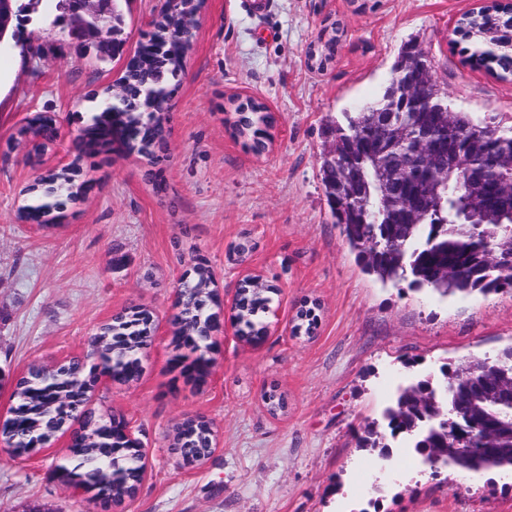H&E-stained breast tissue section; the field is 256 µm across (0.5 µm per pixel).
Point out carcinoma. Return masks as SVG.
I'll list each match as a JSON object with an SVG mask.
<instances>
[{
	"mask_svg": "<svg viewBox=\"0 0 512 512\" xmlns=\"http://www.w3.org/2000/svg\"><path fill=\"white\" fill-rule=\"evenodd\" d=\"M172 11L159 15L153 21V31L142 43L150 56L146 64H133L124 73V101L117 104L116 112H97L90 117L87 128L94 133L88 141L118 143L130 153L155 157V152L166 147L168 138L165 103L173 96L169 79L177 77L185 64L190 48L171 41L173 28L181 17L191 12L185 0H174ZM463 37L475 47L466 62L487 67L500 79L512 76V37H497L495 33L509 32L507 17L496 4L464 15L461 22ZM448 107L439 96L435 85L420 89L411 112H396L398 129L406 131L400 138L397 129L389 136L387 149L376 153L371 149V119L368 112H346L344 122L334 121L327 126L332 140L330 159L322 162L320 172L325 194L336 223L350 249L356 254L364 272L382 283L410 279L417 290L426 288L442 296L454 293L488 294L512 288V273L496 265L492 254L502 248L507 234L512 233V199L496 202L489 211L477 218L466 210L472 192L481 187L512 181V170L497 164L503 155L512 154V134L500 133L488 126L473 122L466 112H440ZM233 129L240 136L253 138V150H265L261 136L274 127L276 117L269 108L257 101L240 103L235 108ZM448 143L455 158V168L443 172L414 159L415 140L421 132ZM45 139L55 136L52 119L39 116L36 123L21 130ZM357 166L363 179L343 187L340 176L344 168ZM397 168L405 171L414 184L442 182L439 198L422 195L419 207L424 219L417 224H375L363 220V214L386 212L395 214L408 197L405 185L391 184L382 188L383 173ZM33 202L20 211V217L35 221L54 219L53 212L64 207V200H73L83 193L76 183L71 168L49 171L30 189ZM209 269L202 267L193 277L192 289L182 294L177 303L179 312L174 316V336L180 343L189 344L200 339L199 318L207 312L210 294ZM270 284L262 282L249 287V304L242 307L239 319L247 335L264 328L259 309L260 298L267 295ZM153 326L134 313L119 315L112 324L100 331L102 347L118 355H134L151 334ZM512 376V346L506 347L496 359V365L481 361L462 365L451 375L444 376L449 389L441 392L438 409L444 413L456 410L454 424L471 421L496 427L494 447L512 448V418L498 414L497 408L485 401L484 382L503 373ZM43 371L31 370L17 383L18 405L14 408L18 423L11 433L4 434L15 449L24 451L33 440L48 442L60 431L69 428L67 422L82 404V397L90 389L91 381L77 367L68 369V386L48 394L41 389ZM428 380L411 381L400 387L391 403L383 410L391 436L407 437L405 427L411 416L399 405L413 400ZM107 420L90 415L84 426L73 432L70 452L74 467L71 472L88 488L105 483L110 487L111 499L119 503L136 493L141 482L137 463L124 451L109 446ZM209 431L197 426L176 431L175 445L185 456H196L205 448ZM359 443L365 448H386L385 435L379 424H369ZM456 453L455 468L474 473L512 470V454L485 457L479 449L484 447L482 432L461 438Z\"/></svg>",
	"mask_w": 512,
	"mask_h": 512,
	"instance_id": "cac0c4a2",
	"label": "carcinoma"
}]
</instances>
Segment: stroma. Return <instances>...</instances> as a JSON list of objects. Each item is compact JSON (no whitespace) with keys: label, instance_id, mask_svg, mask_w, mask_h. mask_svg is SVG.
I'll use <instances>...</instances> for the list:
<instances>
[{"label":"stroma","instance_id":"obj_1","mask_svg":"<svg viewBox=\"0 0 512 512\" xmlns=\"http://www.w3.org/2000/svg\"><path fill=\"white\" fill-rule=\"evenodd\" d=\"M56 4L39 0L23 26L32 60L0 52V422L31 366L87 357L100 326L138 306L157 329L139 380H101L83 403L126 415L143 444L147 472L124 512H512V471L436 475L402 438L387 457L357 445L413 376L511 346L512 293L442 298L381 285L332 218L319 172L325 124L381 97L410 41L452 109L512 131V81L466 64L456 33L475 0H205L158 164L112 146L76 150L157 0L124 5L122 51L104 62L52 29ZM335 25L334 57L312 67L310 48ZM233 96L275 113L262 153L230 128ZM39 112L55 115L59 137L35 166L19 131ZM75 159L87 192L53 226L21 222L36 173ZM201 260L218 279L222 324L203 383L175 366L172 342L179 279ZM250 272L281 289L278 323L256 347L230 326ZM305 305L316 333L292 335ZM272 391L282 411H270ZM189 415L210 421L215 440L184 468L173 437ZM68 444L61 432L30 458L0 449V512H98L53 479Z\"/></svg>","mask_w":512,"mask_h":512}]
</instances>
